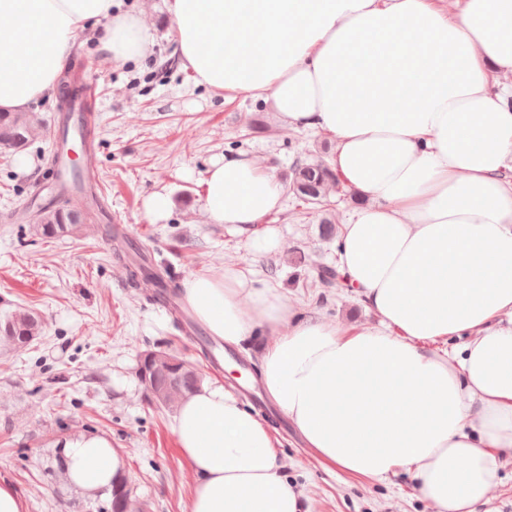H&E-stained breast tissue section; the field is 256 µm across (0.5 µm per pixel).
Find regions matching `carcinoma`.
<instances>
[{"instance_id":"obj_1","label":"carcinoma","mask_w":512,"mask_h":512,"mask_svg":"<svg viewBox=\"0 0 512 512\" xmlns=\"http://www.w3.org/2000/svg\"><path fill=\"white\" fill-rule=\"evenodd\" d=\"M45 126L32 112H0V146L21 149L43 136ZM291 185L296 206L307 204L328 205V191H343V181L336 170L322 160L298 161L291 168ZM84 198V210L102 207L101 195L93 177L86 176L71 181H62L54 191L51 202L37 207L29 215L35 232L44 238L75 235L82 229L81 209L71 205L73 192ZM105 240L111 245L115 256L123 261L128 287L141 288L151 283L155 291L147 300L167 304L173 313L180 312L177 289L169 288L164 276L170 275L167 268L155 266L125 238L120 225L105 224L101 228ZM339 277L337 268L320 265L310 286H327ZM42 330L40 317L27 308H17L0 316V342L7 346H26L36 340ZM147 373L145 384L149 402L158 409L177 406L187 395L198 390L202 376L189 362L164 351L144 353L138 373Z\"/></svg>"}]
</instances>
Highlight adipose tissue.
Segmentation results:
<instances>
[{
    "label": "adipose tissue",
    "instance_id": "1",
    "mask_svg": "<svg viewBox=\"0 0 512 512\" xmlns=\"http://www.w3.org/2000/svg\"><path fill=\"white\" fill-rule=\"evenodd\" d=\"M181 65L210 90L246 91L288 129L333 135L361 198L340 229L343 283L376 317L347 329L301 316L243 273L195 275L185 302L229 344L265 337L260 382L322 463L381 481L409 471L432 512H477L512 452V0H165ZM112 21L103 51L153 46L118 0H0V110L55 91L78 33ZM282 186L253 157L214 158L212 223L253 230ZM460 346L444 356L447 339ZM195 475L189 512H310L270 426L223 387L179 404ZM70 483L123 478L103 435L59 441Z\"/></svg>",
    "mask_w": 512,
    "mask_h": 512
}]
</instances>
